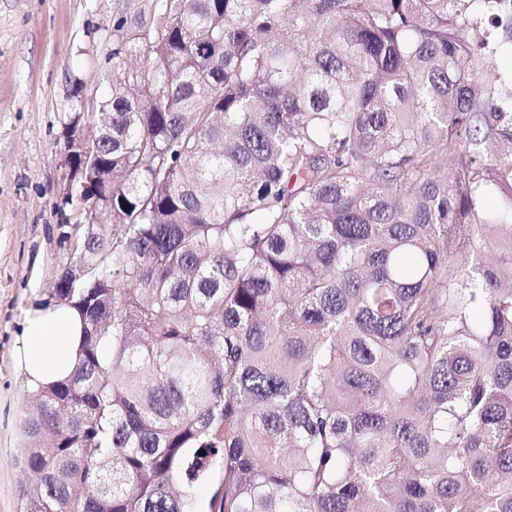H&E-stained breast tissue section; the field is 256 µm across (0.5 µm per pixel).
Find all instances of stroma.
Segmentation results:
<instances>
[{
	"instance_id": "stroma-1",
	"label": "stroma",
	"mask_w": 512,
	"mask_h": 512,
	"mask_svg": "<svg viewBox=\"0 0 512 512\" xmlns=\"http://www.w3.org/2000/svg\"><path fill=\"white\" fill-rule=\"evenodd\" d=\"M162 0H0V512H24L22 423L29 392L12 359L24 312L52 300L74 261L62 224L87 216L62 199L73 175L63 132L103 92L112 51Z\"/></svg>"
}]
</instances>
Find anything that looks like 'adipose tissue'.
Instances as JSON below:
<instances>
[{
	"label": "adipose tissue",
	"mask_w": 512,
	"mask_h": 512,
	"mask_svg": "<svg viewBox=\"0 0 512 512\" xmlns=\"http://www.w3.org/2000/svg\"><path fill=\"white\" fill-rule=\"evenodd\" d=\"M85 320L71 303L50 301L26 310L13 360L31 390L67 381L81 356Z\"/></svg>",
	"instance_id": "obj_1"
}]
</instances>
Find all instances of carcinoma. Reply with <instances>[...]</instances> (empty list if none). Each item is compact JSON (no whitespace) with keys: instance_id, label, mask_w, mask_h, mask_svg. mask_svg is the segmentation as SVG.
<instances>
[{"instance_id":"obj_1","label":"carcinoma","mask_w":512,"mask_h":512,"mask_svg":"<svg viewBox=\"0 0 512 512\" xmlns=\"http://www.w3.org/2000/svg\"><path fill=\"white\" fill-rule=\"evenodd\" d=\"M171 2L64 134L26 512H512V0Z\"/></svg>"}]
</instances>
